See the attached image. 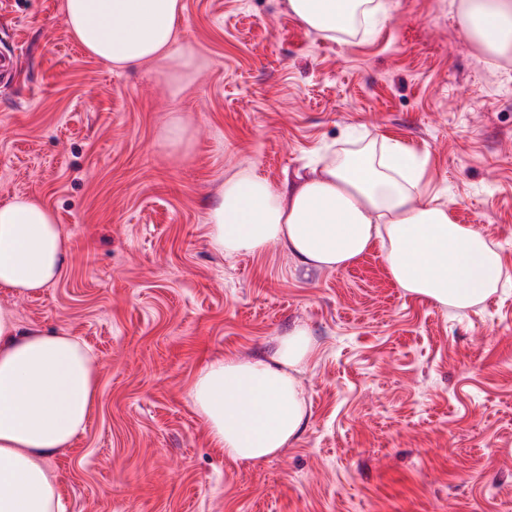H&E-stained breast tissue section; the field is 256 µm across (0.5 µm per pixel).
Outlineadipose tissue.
Listing matches in <instances>:
<instances>
[{
  "label": "adipose tissue",
  "instance_id": "adipose-tissue-1",
  "mask_svg": "<svg viewBox=\"0 0 512 512\" xmlns=\"http://www.w3.org/2000/svg\"><path fill=\"white\" fill-rule=\"evenodd\" d=\"M328 38L385 15L382 0H288ZM180 0H64V23L89 56L122 68L167 56ZM462 30L487 53L512 58V0H459ZM416 155L396 140L367 143L300 177L288 192L261 177L224 183L210 214L219 254L279 246L305 268L344 267L379 249L392 283L443 307L465 309L498 290L502 257L472 225L420 189ZM70 244L54 213L17 196L0 204V294L37 293L68 272ZM314 350L306 327L278 337L257 360L216 357L191 398L213 447L250 466L295 441L308 421L299 375ZM96 358L80 340L21 325L0 307V512H60L47 461L71 447L94 411Z\"/></svg>",
  "mask_w": 512,
  "mask_h": 512
}]
</instances>
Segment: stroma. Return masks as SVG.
Listing matches in <instances>:
<instances>
[{"label":"stroma","instance_id":"obj_1","mask_svg":"<svg viewBox=\"0 0 512 512\" xmlns=\"http://www.w3.org/2000/svg\"><path fill=\"white\" fill-rule=\"evenodd\" d=\"M458 2L386 0L370 33L333 40L287 0H181L169 64L117 69L76 44L63 0H0V53L21 55L0 85V202L50 207L72 253L0 306L99 365L86 431L49 460L65 512H512V66L461 31ZM357 138L415 150L426 191L498 248L496 294L442 308L376 251L308 271L279 247L209 248L228 177L281 190ZM297 325L306 427L234 466L193 380Z\"/></svg>","mask_w":512,"mask_h":512}]
</instances>
